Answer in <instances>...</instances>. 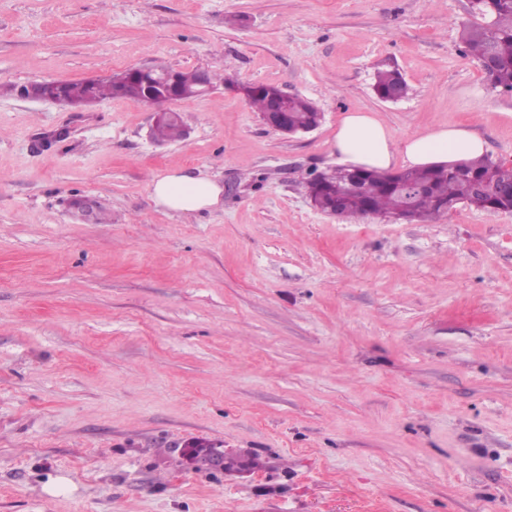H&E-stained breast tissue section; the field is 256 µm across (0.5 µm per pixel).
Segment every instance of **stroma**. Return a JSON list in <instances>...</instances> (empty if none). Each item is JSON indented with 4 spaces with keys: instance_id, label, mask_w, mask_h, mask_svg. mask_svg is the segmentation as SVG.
<instances>
[{
    "instance_id": "obj_1",
    "label": "stroma",
    "mask_w": 512,
    "mask_h": 512,
    "mask_svg": "<svg viewBox=\"0 0 512 512\" xmlns=\"http://www.w3.org/2000/svg\"><path fill=\"white\" fill-rule=\"evenodd\" d=\"M469 0H0V512H512V212L340 218L304 182L336 128L457 124L512 164V92L466 56ZM396 66L410 87L374 92ZM236 83L79 112L36 80L132 67ZM314 102L286 136L239 88ZM207 172L222 206L149 183ZM94 198L107 220L71 207ZM259 467L190 460L192 444ZM373 88L376 95L385 101H387V99L390 101L403 99L395 96L390 97L393 93H396L399 97L407 96L409 93V86L406 80L399 70L395 68L378 70ZM62 84L59 80L31 82L21 89V93L27 98L67 105L60 91ZM149 189L158 205L176 213L210 210L219 205L222 194L220 183L203 171L197 175L178 171L159 175L152 179Z\"/></svg>"
}]
</instances>
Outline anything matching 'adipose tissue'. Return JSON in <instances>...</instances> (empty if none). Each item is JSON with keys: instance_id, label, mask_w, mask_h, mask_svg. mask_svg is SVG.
Segmentation results:
<instances>
[{"instance_id": "obj_1", "label": "adipose tissue", "mask_w": 512, "mask_h": 512, "mask_svg": "<svg viewBox=\"0 0 512 512\" xmlns=\"http://www.w3.org/2000/svg\"><path fill=\"white\" fill-rule=\"evenodd\" d=\"M336 158L348 167L390 168L395 160L415 168L470 161L483 156L485 141L467 128L450 125L394 142L385 126L364 112L346 114L336 129ZM154 201L169 211L193 213L220 203L222 187L206 172L177 171L159 175L149 184Z\"/></svg>"}]
</instances>
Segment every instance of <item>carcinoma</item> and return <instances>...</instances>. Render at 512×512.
I'll list each match as a JSON object with an SVG mask.
<instances>
[{"label": "carcinoma", "instance_id": "obj_1", "mask_svg": "<svg viewBox=\"0 0 512 512\" xmlns=\"http://www.w3.org/2000/svg\"><path fill=\"white\" fill-rule=\"evenodd\" d=\"M470 13L480 21L461 24V42L467 54L478 61L489 55L494 57L497 70L493 84L512 91V0H478V4L470 5ZM149 91L161 93L151 75L127 83L120 92L110 79L93 85L85 81L66 83L68 98L82 106L112 97L142 100ZM179 91L181 100L198 96L195 71L179 72ZM374 91L385 101L394 93L400 97L408 95L409 86L399 70L380 69L376 73ZM280 93L281 89L274 85L259 84L249 90L247 100L256 112L262 113ZM288 112L289 121L294 125L317 126L322 119L315 105L300 96L290 100ZM154 135L162 141H177L182 132L178 121L168 118L156 123ZM353 178L352 170L339 166L329 174L330 188H321L320 179L313 178L308 181L309 193L321 198L325 207L338 204L343 216L373 214L396 219L399 210L407 205L410 222L445 214L440 206L442 202L465 203L489 211L512 210V165L507 167L486 157L460 162L454 168L442 166L407 171L405 180L411 182L414 189L409 204L404 200L400 185L391 181L390 175L377 170L368 171L359 192L336 197V190ZM477 183L490 185L501 195L480 196L474 191Z\"/></svg>", "mask_w": 512, "mask_h": 512}]
</instances>
